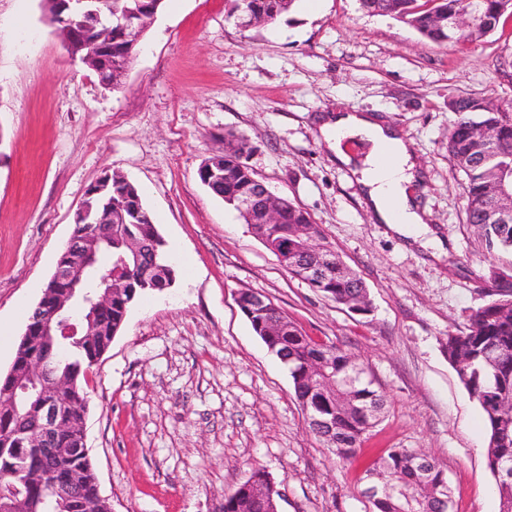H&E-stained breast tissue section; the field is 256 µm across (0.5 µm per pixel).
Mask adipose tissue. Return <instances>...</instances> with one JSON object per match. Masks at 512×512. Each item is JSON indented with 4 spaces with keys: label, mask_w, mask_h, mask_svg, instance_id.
I'll return each mask as SVG.
<instances>
[{
    "label": "adipose tissue",
    "mask_w": 512,
    "mask_h": 512,
    "mask_svg": "<svg viewBox=\"0 0 512 512\" xmlns=\"http://www.w3.org/2000/svg\"><path fill=\"white\" fill-rule=\"evenodd\" d=\"M320 133L334 149L339 162L350 164L351 158L342 147L344 139L358 137L371 145L360 183L376 216L392 229L419 240L428 229L411 196L414 180L413 156L404 139L383 126L372 116L346 113L323 122Z\"/></svg>",
    "instance_id": "1"
}]
</instances>
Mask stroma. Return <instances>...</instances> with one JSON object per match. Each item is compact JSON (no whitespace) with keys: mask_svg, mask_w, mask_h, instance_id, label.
<instances>
[{"mask_svg":"<svg viewBox=\"0 0 512 512\" xmlns=\"http://www.w3.org/2000/svg\"><path fill=\"white\" fill-rule=\"evenodd\" d=\"M227 0H163L117 87L72 60L42 0H0V321L20 336L73 216L104 173L134 183L173 257L172 287L143 293L87 376V444L112 512H212L265 470L279 512H368L364 470L392 448L434 458L455 512H499L482 412L442 352L486 301L512 251L487 249L448 160L449 103L512 99V17L481 42L442 45L358 0H297L239 27ZM26 19L24 28L13 23ZM366 112L410 144L416 203L442 247L379 223L320 140L327 114ZM245 134L256 178L305 208L365 283L355 315L293 278L199 181ZM266 295L314 339L365 368L386 414L346 462L307 428L287 368L235 295Z\"/></svg>","mask_w":512,"mask_h":512,"instance_id":"stroma-1","label":"stroma"}]
</instances>
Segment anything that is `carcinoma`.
Masks as SVG:
<instances>
[{"label": "carcinoma", "mask_w": 512, "mask_h": 512, "mask_svg": "<svg viewBox=\"0 0 512 512\" xmlns=\"http://www.w3.org/2000/svg\"><path fill=\"white\" fill-rule=\"evenodd\" d=\"M296 0H247L249 13L267 23L276 21L289 11ZM368 14L390 16L414 27L423 37L439 44H467L484 38L488 30L497 27L502 18L499 0H359ZM479 7L482 23L465 35L448 31L433 23L432 15H454L466 8ZM89 25L86 8L77 7L62 14L55 28L72 30ZM127 56L121 33L112 31V86H117L127 68ZM461 104L457 120L448 136V157L466 176L465 213L469 224H478L488 208L492 191L499 183L512 181V100L494 103L484 99L462 96L455 99ZM491 124L499 133V143L491 158L480 163L474 158L475 143L471 130L477 125ZM224 153V172L213 176L209 168L198 169L200 181L228 206L232 199L252 189L254 174L242 162L244 149ZM93 212L104 214L107 205L121 207L127 213V223L112 225V251L101 254L97 261L98 273L107 275L114 267L118 255L126 252L127 239H136L156 246V252L143 255V276L129 274L112 289V310L85 313V329L92 336H77L62 342L60 336H37L31 345L19 339L12 361V370L20 374L28 358L48 356L54 361L56 374L71 381L61 393L62 400L73 409L88 405L87 374L110 347L122 330L128 310L145 290H161L164 281H172L174 271L167 269L165 249L149 211L144 206L137 187L123 176L113 173L100 178L88 189ZM310 223L308 213L294 203L288 204V216L280 225L263 228L253 224L250 229L260 239L275 233L285 234L297 225ZM483 237L486 246L512 249L511 224H485ZM309 287L328 299L345 307H355L367 294L364 283L344 264L324 267L321 276ZM487 293L489 300L469 314V328L465 332L450 333L442 348L448 361L456 363L461 357L468 360L466 371L459 375L469 396L479 405L487 427L486 455L488 466L495 475L500 501L512 505V415L499 410V403L512 398V272L490 273ZM251 291L240 292L238 306L249 320L254 332L288 369L297 400L308 406V413L325 419L336 415L335 439L325 438L321 425L309 421V431L322 444L343 460L352 459L361 444L381 420L386 406L383 394L365 379L355 380L353 399L356 404L373 409L375 417L343 408L347 400L341 391L322 394L316 390L309 368L320 363L328 376L338 381L352 375L354 359L333 342H324L308 336L288 319L278 307L266 312L251 307ZM497 352L490 362L486 351ZM80 427L61 429L58 447L62 452L46 459L35 448H24L19 454L0 452V493H14L29 505L47 498L48 487L64 480L78 469L83 474L80 486L67 505V512H111V505L100 495L98 476L89 453L75 452ZM417 451L410 448H392L374 462L367 475L374 473L392 488V494L371 502L370 512H448L453 504L444 470L439 463L425 457L426 463L415 466ZM250 491L249 482L237 486L224 495L223 512H238L240 501Z\"/></svg>", "instance_id": "carcinoma-1"}]
</instances>
